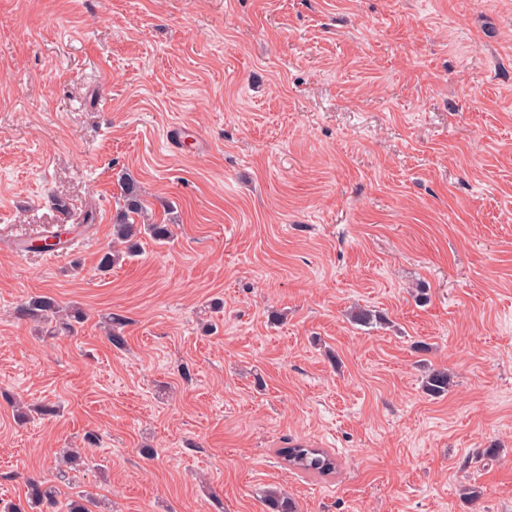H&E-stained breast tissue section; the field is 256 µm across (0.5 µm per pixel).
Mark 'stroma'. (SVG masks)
I'll return each mask as SVG.
<instances>
[{
    "label": "stroma",
    "instance_id": "1",
    "mask_svg": "<svg viewBox=\"0 0 512 512\" xmlns=\"http://www.w3.org/2000/svg\"><path fill=\"white\" fill-rule=\"evenodd\" d=\"M76 447L91 512H512V0H0V499ZM124 206L117 211L113 219V233L115 239L127 244L129 253H135L138 248L137 240L142 234H149L155 242H166L173 230L168 224H137L136 216L143 213L144 203L141 191L136 182L126 179L122 182ZM19 318L35 323L52 325L54 331H64L73 334L76 330L75 324H80L84 314L79 309L65 311L59 303L48 296H34L20 304L16 309ZM304 447L307 446L295 444L279 448L277 453L293 470L305 475L324 478L336 473V458L328 450Z\"/></svg>",
    "mask_w": 512,
    "mask_h": 512
}]
</instances>
